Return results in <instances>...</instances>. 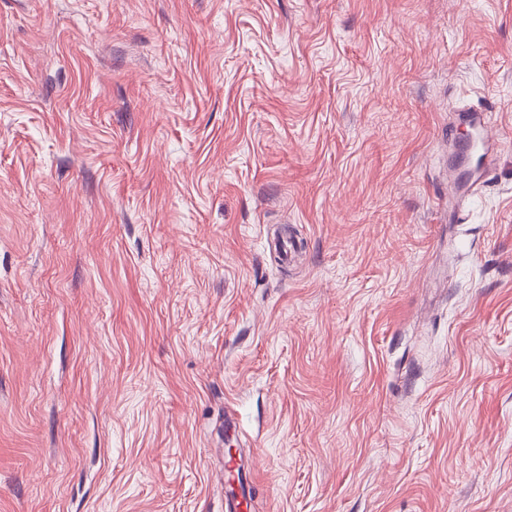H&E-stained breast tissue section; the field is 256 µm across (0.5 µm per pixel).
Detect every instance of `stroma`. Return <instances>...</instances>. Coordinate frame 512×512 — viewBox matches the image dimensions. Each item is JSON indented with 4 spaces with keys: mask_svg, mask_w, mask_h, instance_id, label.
Wrapping results in <instances>:
<instances>
[{
    "mask_svg": "<svg viewBox=\"0 0 512 512\" xmlns=\"http://www.w3.org/2000/svg\"><path fill=\"white\" fill-rule=\"evenodd\" d=\"M231 488L512 512V0H0V512ZM451 112H458L456 113V118L459 121L469 123L477 127L484 145V152L481 155V167L483 171L481 174L482 178L479 181L474 183H463L460 165L454 164V166L448 167V185H457L461 188V192L469 190L471 194L472 192L484 187L486 177L493 169V146L495 142V134L491 123L487 119V112L484 109L475 108L474 106H457L453 108Z\"/></svg>",
    "mask_w": 512,
    "mask_h": 512,
    "instance_id": "35a3bbf8",
    "label": "stroma"
}]
</instances>
